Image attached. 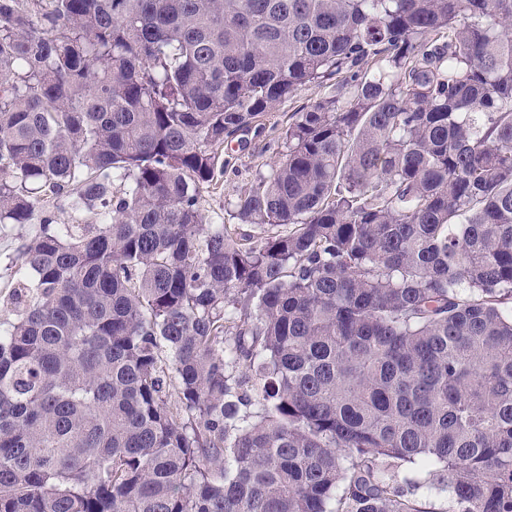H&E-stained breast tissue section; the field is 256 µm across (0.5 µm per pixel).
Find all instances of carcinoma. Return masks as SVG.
Instances as JSON below:
<instances>
[{
	"mask_svg": "<svg viewBox=\"0 0 512 512\" xmlns=\"http://www.w3.org/2000/svg\"><path fill=\"white\" fill-rule=\"evenodd\" d=\"M0 224V512H512V0H0ZM322 93L323 89L317 86L302 87L294 97L282 102L275 112L257 119L255 124L264 127L259 136L251 133L243 145L234 138L218 148L221 160H224V173L217 175L216 185L201 192L200 207L207 215L230 225V230L238 237L248 234L257 238L267 234L262 226L240 224L232 218L231 204L269 170L268 165L284 150L283 136L292 121V113L311 104ZM0 226V323L13 320L14 308L11 305H3V297L9 293L14 280V267L12 258L20 244L21 234L24 228L19 224H2Z\"/></svg>",
	"mask_w": 512,
	"mask_h": 512,
	"instance_id": "carcinoma-1",
	"label": "carcinoma"
}]
</instances>
